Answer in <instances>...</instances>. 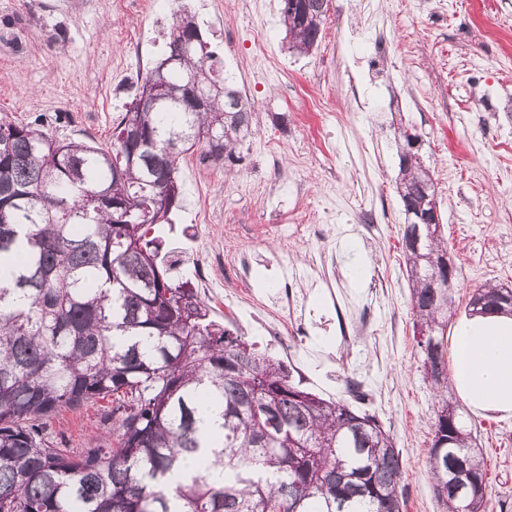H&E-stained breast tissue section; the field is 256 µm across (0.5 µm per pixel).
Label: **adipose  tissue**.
Returning <instances> with one entry per match:
<instances>
[{
	"mask_svg": "<svg viewBox=\"0 0 512 512\" xmlns=\"http://www.w3.org/2000/svg\"><path fill=\"white\" fill-rule=\"evenodd\" d=\"M453 339V379L467 407L512 415V315L463 316Z\"/></svg>",
	"mask_w": 512,
	"mask_h": 512,
	"instance_id": "1",
	"label": "adipose tissue"
}]
</instances>
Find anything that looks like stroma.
I'll use <instances>...</instances> for the list:
<instances>
[{"label": "stroma", "instance_id": "1", "mask_svg": "<svg viewBox=\"0 0 512 512\" xmlns=\"http://www.w3.org/2000/svg\"><path fill=\"white\" fill-rule=\"evenodd\" d=\"M280 0H0V114L42 120L62 138L112 142V122L164 48L177 12L193 16L254 125L233 175L198 155L180 163V208L154 226L179 281L197 252L219 251L213 316L249 309L231 266L256 240L282 252L300 304L289 336L268 346L291 378L325 397L369 394L403 461L405 512H446L429 469L435 390L414 335L396 193L401 129L420 136L448 254L457 267L452 319L474 289L512 285V0H332L318 47L291 55ZM64 31V44L54 43ZM303 224L284 238L268 222ZM346 336H338V325ZM102 402L64 411L51 438L81 448L102 435ZM489 480L486 512H512V416L465 413Z\"/></svg>", "mask_w": 512, "mask_h": 512}]
</instances>
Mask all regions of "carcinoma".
<instances>
[{"label": "carcinoma", "mask_w": 512, "mask_h": 512, "mask_svg": "<svg viewBox=\"0 0 512 512\" xmlns=\"http://www.w3.org/2000/svg\"><path fill=\"white\" fill-rule=\"evenodd\" d=\"M281 0L289 48L308 53L321 37L331 0ZM178 19L165 56L141 91L160 82L165 102L118 115L112 143L59 139L36 122L0 116V512H404L402 459L368 394L347 384L358 405L324 398L290 380L279 360L210 318L187 282L167 277L157 224L180 207L181 158L239 164L252 110L233 77L210 64L207 41ZM210 89L205 110L191 106L189 79ZM397 192L408 224L429 171L403 132ZM178 147L175 152L168 151ZM412 282L422 361L448 355V243L443 236L403 244ZM486 311L512 306V291L484 284L469 301ZM430 427L435 495L448 512H482L486 469L476 436L448 401V374ZM215 387L223 428L224 481L204 471L178 478L203 447L201 389ZM117 397L102 413L116 443L97 438L70 448L48 437L63 410Z\"/></svg>", "instance_id": "obj_1"}]
</instances>
